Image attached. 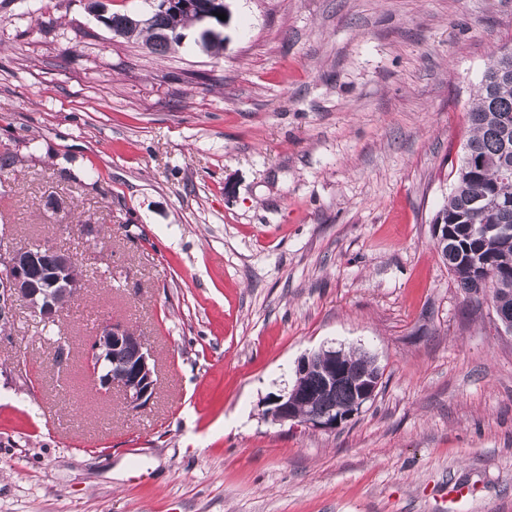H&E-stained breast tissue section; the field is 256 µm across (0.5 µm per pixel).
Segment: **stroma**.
<instances>
[{"instance_id": "35a3bbf8", "label": "stroma", "mask_w": 512, "mask_h": 512, "mask_svg": "<svg viewBox=\"0 0 512 512\" xmlns=\"http://www.w3.org/2000/svg\"><path fill=\"white\" fill-rule=\"evenodd\" d=\"M224 2L215 56L0 0V233L85 283L0 332V512H512V334L432 238L512 0ZM65 224L100 226L111 279ZM105 318L153 352L146 407L84 370ZM324 345L375 358V398L272 423Z\"/></svg>"}]
</instances>
